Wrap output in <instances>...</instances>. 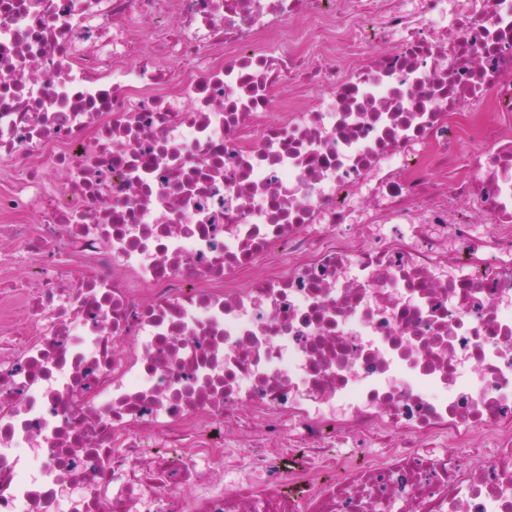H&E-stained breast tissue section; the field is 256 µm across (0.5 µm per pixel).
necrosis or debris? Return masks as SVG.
Returning <instances> with one entry per match:
<instances>
[{"label": "necrosis or debris", "mask_w": 512, "mask_h": 512, "mask_svg": "<svg viewBox=\"0 0 512 512\" xmlns=\"http://www.w3.org/2000/svg\"><path fill=\"white\" fill-rule=\"evenodd\" d=\"M421 2L0 0V512H512V0Z\"/></svg>", "instance_id": "necrosis-or-debris-1"}]
</instances>
